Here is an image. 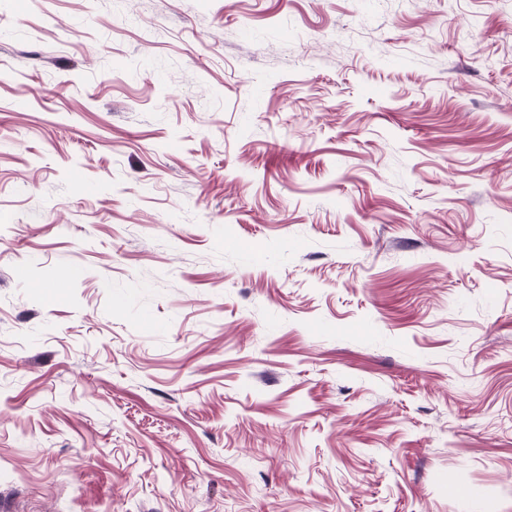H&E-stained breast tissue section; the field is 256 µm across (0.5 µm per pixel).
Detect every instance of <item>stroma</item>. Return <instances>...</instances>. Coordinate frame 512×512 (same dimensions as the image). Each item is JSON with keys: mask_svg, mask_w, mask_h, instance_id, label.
<instances>
[{"mask_svg": "<svg viewBox=\"0 0 512 512\" xmlns=\"http://www.w3.org/2000/svg\"><path fill=\"white\" fill-rule=\"evenodd\" d=\"M0 512H512V0H0Z\"/></svg>", "mask_w": 512, "mask_h": 512, "instance_id": "1", "label": "stroma"}]
</instances>
